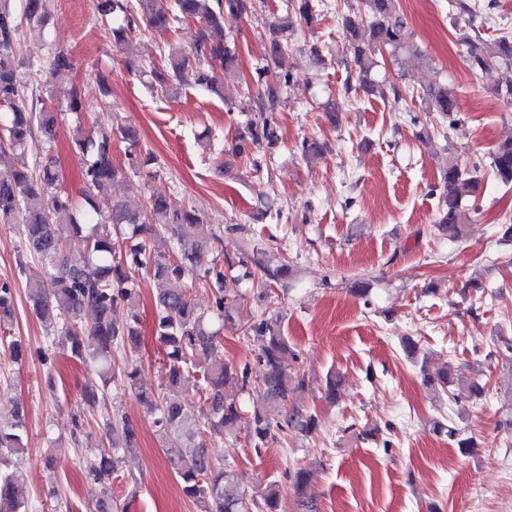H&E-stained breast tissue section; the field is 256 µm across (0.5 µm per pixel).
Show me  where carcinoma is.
Instances as JSON below:
<instances>
[{"label":"carcinoma","instance_id":"1","mask_svg":"<svg viewBox=\"0 0 512 512\" xmlns=\"http://www.w3.org/2000/svg\"><path fill=\"white\" fill-rule=\"evenodd\" d=\"M253 0H96L102 16L120 17L123 23L112 27L115 44L141 29L171 31L183 24L196 26L190 49L172 46L167 54L151 65V87L165 98H176L182 89L194 84L221 96L224 78L237 70L236 48L228 46L224 23L236 22L252 13ZM359 12L368 18L369 38L360 36L359 16L345 13L341 23L346 32L351 68L359 87L367 93L382 90L371 78L372 71L385 54L395 55L404 48L403 19L398 0H361ZM448 10L461 20L479 14L478 0H449ZM48 13L47 0H0V111L8 119L0 126V149L13 152L10 166L0 169V224L21 226L20 249L38 259L45 278L26 284L33 311L48 334L50 347L65 352L83 364L99 368L104 385L117 384L134 392L165 439V454L183 494L198 502L203 512H278L280 489L275 483L252 497L239 492L232 466L214 460L203 441L208 436L238 437L241 406L224 397V385L236 382L241 390L263 392L265 405L253 411L247 438L254 449L276 438V432L296 430L312 434L318 425L316 415L289 403L297 401L305 387L292 363L297 353L288 345L276 309L265 308L260 315L239 324L237 301L224 294V273L216 265H204L202 253L213 237L212 228L192 209H173L163 196L151 195L147 203L117 202L112 213L94 214L95 192L106 189L124 170L112 164V137L136 145L137 133L131 126L93 136L78 125L72 132L74 150L85 157L83 188L78 197L60 189L63 173L49 158L32 163L28 157L36 134L45 139L55 136L57 118L42 98H28L25 83L12 51L19 29L18 18L27 25L41 27ZM307 24L315 20L312 0H293L292 10L270 24L267 66L278 64L288 47V32L294 19ZM466 61L473 72L494 65L512 64V36L501 35L491 41L480 32L462 38ZM272 74V73H270ZM282 89V75L265 80L264 91L257 96V117L239 131L231 145L236 157L248 156L278 141L274 110ZM426 111L440 122L456 128L457 92L449 86L431 87L424 92ZM154 158L130 154L129 171L151 175ZM490 175L504 186H512V138L501 142L491 155ZM479 167L463 168L453 157L441 172L439 183L438 228L455 239L460 235L463 201L475 196L480 184ZM170 235L171 246L165 253L156 251L150 241L157 233ZM224 233L233 252H224V263L242 269V277L258 274L267 281L288 289L292 267L288 261L270 263L263 243L249 235L243 224H230ZM77 236L86 244L80 263H73L66 251L68 237ZM137 238L125 254H117L120 239ZM151 275L156 288V314L153 333L166 356V382L157 393L138 390L139 368L129 361L117 363L115 356L132 349L140 340L139 305L142 273ZM185 280V288L168 287L171 279ZM212 280L218 286L214 304L199 310L192 290L200 282ZM92 313L87 321L83 313ZM12 322V292L0 285V332ZM242 326L244 335L256 345L255 361L263 367L261 376H251L247 366L224 362L221 330ZM467 386L469 398L485 396V385L476 380L450 379L443 373L428 379L429 385L448 394L454 383ZM195 391L198 402L191 404L186 393ZM438 434H446L459 450L467 454L477 447L474 438L441 421L434 425ZM27 430L23 411L16 409L10 421H0V512H28L23 487L7 472L9 457L23 452ZM99 454L83 459L85 476L102 486V497L95 512H114L112 480L117 472L119 453L135 447L133 425L126 417H106L104 435L94 439L86 434ZM298 498L301 512H318L316 497L310 493L309 473L303 468L286 471Z\"/></svg>","mask_w":512,"mask_h":512}]
</instances>
